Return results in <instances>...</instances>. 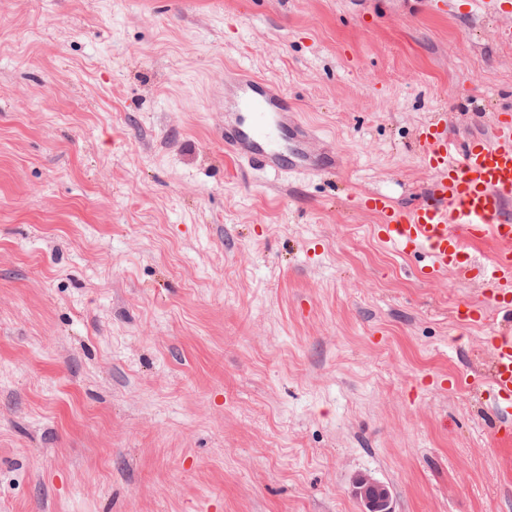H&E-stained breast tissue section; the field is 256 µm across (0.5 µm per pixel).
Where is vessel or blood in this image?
Listing matches in <instances>:
<instances>
[{
	"label": "vessel or blood",
	"mask_w": 512,
	"mask_h": 512,
	"mask_svg": "<svg viewBox=\"0 0 512 512\" xmlns=\"http://www.w3.org/2000/svg\"><path fill=\"white\" fill-rule=\"evenodd\" d=\"M429 171L424 200L401 208L382 193L359 197L360 207L383 217L380 238L407 254L427 252L430 278L455 270L472 278L471 245L497 246L482 273L488 306L512 315V115L498 114L489 135L457 143L439 122L418 129ZM313 131L300 123L292 102L272 80L241 68L224 77V150L250 171L267 177L287 172L335 171L336 157L319 149ZM488 393L503 415L512 414V332L492 336Z\"/></svg>",
	"instance_id": "obj_1"
}]
</instances>
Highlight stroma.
<instances>
[{
    "instance_id": "35a3bbf8",
    "label": "stroma",
    "mask_w": 512,
    "mask_h": 512,
    "mask_svg": "<svg viewBox=\"0 0 512 512\" xmlns=\"http://www.w3.org/2000/svg\"><path fill=\"white\" fill-rule=\"evenodd\" d=\"M512 14L466 0H0V512H512L472 384L484 286L378 236L425 122L512 112ZM343 165L224 154V69ZM485 307V318L469 309ZM355 495L362 502L364 512H394L389 488L370 473H359L352 481Z\"/></svg>"
}]
</instances>
